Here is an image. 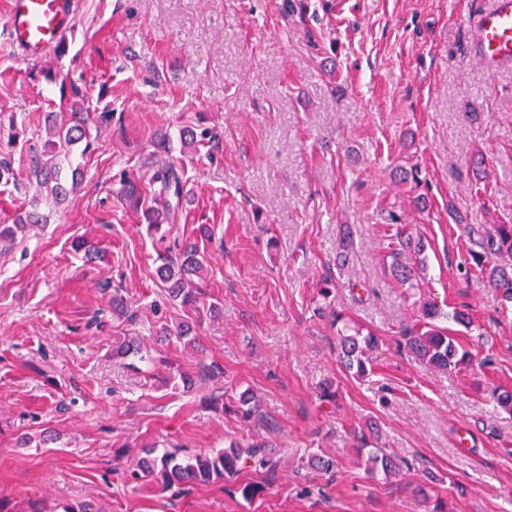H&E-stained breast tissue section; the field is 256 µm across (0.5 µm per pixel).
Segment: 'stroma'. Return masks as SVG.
Here are the masks:
<instances>
[{"label": "stroma", "instance_id": "1", "mask_svg": "<svg viewBox=\"0 0 512 512\" xmlns=\"http://www.w3.org/2000/svg\"><path fill=\"white\" fill-rule=\"evenodd\" d=\"M74 24L37 62L14 53L0 0V226L37 224L0 249V505L6 512H512V303L462 268L476 230L512 224V69L489 74L465 48L481 0H76ZM86 98L85 141L48 147L67 120L71 85ZM203 125L223 149L182 144ZM169 137L172 152L158 142ZM55 166L38 185L31 159ZM175 160L183 174L170 239L209 225L204 303H167L153 240L124 179L147 183ZM418 167L422 187L399 171ZM427 207L414 203L418 193ZM425 245L419 295L383 269L391 230ZM354 251L337 259L342 233ZM94 245L86 258L79 243ZM336 288L317 295L324 275ZM121 289L135 314L112 313ZM469 314L448 322L478 358L460 372L400 350L420 298ZM382 337L373 372L345 375L322 304ZM193 322L200 352L165 348L164 362L116 358L121 337ZM215 361L222 378L186 392L166 364ZM339 388L320 403L318 382ZM223 388L227 412L203 401ZM260 404L245 419L243 390ZM411 469L367 470L354 432L368 420ZM262 438L281 463L247 502L228 482L184 491L133 483L146 447L193 456ZM335 457L333 475L295 470Z\"/></svg>", "mask_w": 512, "mask_h": 512}]
</instances>
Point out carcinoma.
I'll list each match as a JSON object with an SVG mask.
<instances>
[{
	"label": "carcinoma",
	"instance_id": "carcinoma-1",
	"mask_svg": "<svg viewBox=\"0 0 512 512\" xmlns=\"http://www.w3.org/2000/svg\"><path fill=\"white\" fill-rule=\"evenodd\" d=\"M66 109L79 117V121L71 126H61L53 130V135L66 143H75L85 137V119L87 111L85 100L79 91L74 89L66 105ZM190 143L207 144L212 149L219 148V140L206 128L189 131ZM182 193L181 170L173 163H165L155 171L146 185H138L132 181L124 183L121 195L127 199L141 201L145 198L149 205L145 207L144 217L147 221V234L162 247L157 253L159 265L155 270L158 285L168 298L181 305L195 306L202 295V289L195 279H203L206 271L204 251L199 243L186 242L171 254L164 247L168 230L164 223L176 217L180 207ZM479 252L470 253L479 272L488 280L489 286L502 292L505 300L512 302V264L504 263V258H512V224H497L492 229L480 233ZM421 254V244L407 238L397 245L387 247L386 257L390 258L389 268L394 279L401 285L412 290L419 287L424 265L421 262L408 260L407 254ZM421 316L418 321L402 331L404 347L427 367L434 370H459L472 362L471 354L462 349L458 340L448 334V329L438 325L442 318L469 326L471 320L465 314L453 311L445 313L434 300H426L420 305ZM155 344L165 345L177 340L186 348L200 349L199 339L194 327L182 323L172 328L163 325L152 330ZM380 345V338L359 325L343 322V328L337 336L339 359L344 370L352 376L363 379L372 372L373 360L371 353ZM215 377L214 371L188 373L179 370L164 379L173 386L192 388L196 380L203 377ZM359 454L366 456V466L373 471H381L386 476H396L402 471L404 462L389 455L382 448L368 447L365 434L358 437ZM279 460L264 440H255L247 444L234 443L227 448L209 454H199L181 458L174 452L165 451L161 454L148 449L141 457L135 470L134 479L151 478L170 489L198 484H209L216 480H233L232 493L245 501H252L267 492V485L241 477L245 471L273 474L278 470ZM309 470L329 474L336 469V459L322 454L310 456L306 462Z\"/></svg>",
	"mask_w": 512,
	"mask_h": 512
}]
</instances>
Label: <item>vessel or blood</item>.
I'll list each match as a JSON object with an SVG mask.
<instances>
[{
	"label": "vessel or blood",
	"mask_w": 512,
	"mask_h": 512,
	"mask_svg": "<svg viewBox=\"0 0 512 512\" xmlns=\"http://www.w3.org/2000/svg\"><path fill=\"white\" fill-rule=\"evenodd\" d=\"M74 0H9L10 43L23 59L39 60L57 47L73 25ZM470 48L490 71L512 67V0H489L467 18Z\"/></svg>",
	"instance_id": "vessel-or-blood-1"
}]
</instances>
